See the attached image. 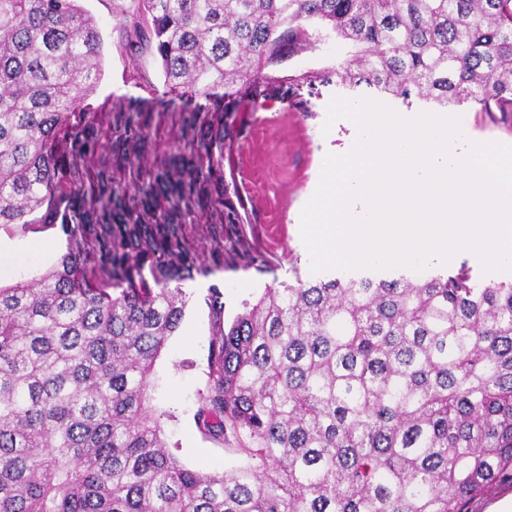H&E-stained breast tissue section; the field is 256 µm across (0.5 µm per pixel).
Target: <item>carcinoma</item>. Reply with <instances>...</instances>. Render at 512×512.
I'll return each instance as SVG.
<instances>
[{
    "label": "carcinoma",
    "instance_id": "obj_1",
    "mask_svg": "<svg viewBox=\"0 0 512 512\" xmlns=\"http://www.w3.org/2000/svg\"><path fill=\"white\" fill-rule=\"evenodd\" d=\"M124 47L164 87L213 107L112 97L86 108L102 36L79 0H0V226L59 224L67 251L0 286V512H467L512 479V283L467 274L297 280L214 330L194 414L250 459L186 468L153 405V366L180 328L178 282L212 269L186 244L247 205L224 163L245 112L361 84L485 111L512 104V0H112ZM331 37L346 57L282 78ZM170 146L149 155L158 139ZM45 213L32 215L39 209Z\"/></svg>",
    "mask_w": 512,
    "mask_h": 512
}]
</instances>
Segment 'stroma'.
Masks as SVG:
<instances>
[{
  "label": "stroma",
  "instance_id": "obj_1",
  "mask_svg": "<svg viewBox=\"0 0 512 512\" xmlns=\"http://www.w3.org/2000/svg\"><path fill=\"white\" fill-rule=\"evenodd\" d=\"M81 4L95 18L103 38L102 76L89 99L101 118L109 117L113 97H163L158 61L153 55L125 50L111 0H81ZM334 94V89L326 88L321 96L308 95L293 105L283 89L250 112L249 126L237 142L231 165L237 177L253 183V204L265 219L227 226L225 266L181 283L189 302L178 333L156 361L154 380L159 407L174 414L164 424L168 445L186 467L229 471L247 462L244 455L203 436L194 420L199 394L205 388L212 334L213 320L206 304L210 286L223 291L224 317L230 320L265 288L338 276L334 270L313 274L310 254L300 237V213L318 186L326 154H345L357 139V127L347 119L324 129L327 105ZM446 112L460 116L467 136L512 145V112H487L475 102L449 104ZM0 238L25 245L12 263L0 265L1 285L49 269L64 254L67 242L60 227L45 224H10L0 228Z\"/></svg>",
  "mask_w": 512,
  "mask_h": 512
}]
</instances>
